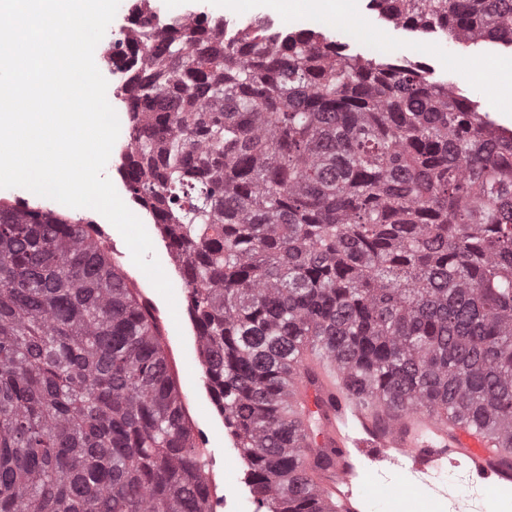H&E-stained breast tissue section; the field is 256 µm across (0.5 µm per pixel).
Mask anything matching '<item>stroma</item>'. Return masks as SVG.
Returning a JSON list of instances; mask_svg holds the SVG:
<instances>
[{"label":"stroma","mask_w":512,"mask_h":512,"mask_svg":"<svg viewBox=\"0 0 512 512\" xmlns=\"http://www.w3.org/2000/svg\"><path fill=\"white\" fill-rule=\"evenodd\" d=\"M344 14L336 22L325 24L313 20L311 31L324 35L343 46L347 54L378 63L414 65L424 63L429 80L451 83L456 92L475 102L479 110L487 111L490 120L498 125L512 127V107L487 106L489 89L485 73L499 64L512 63V46L503 43L481 42L470 46H459L447 40L438 31L422 30L395 24L379 11L372 9L369 0H342ZM310 0H277L268 6L266 0H252L246 8L229 12L232 20L252 23L275 18L285 21L287 15L312 12ZM71 219L91 220L103 224L106 233L116 246L112 256L121 264L143 297L156 300L157 291L146 275L133 263L130 251L112 224L103 223L100 213L89 208L71 212ZM170 280L176 304L159 303L158 319L163 336L168 344L169 367L188 402V411L194 422L192 433L200 447L205 448L209 460L219 467V478L225 482L240 483L245 466L236 451L226 442L227 431L209 392L201 367L197 346H178L179 327H192L187 290L175 264L164 269ZM360 478L357 487L365 499L363 512H449L446 503L424 499L420 494L407 491L402 471L379 475L376 466L368 464L363 456H356ZM444 482L459 490L462 495L479 494L487 512H512L508 500L511 491L495 489L473 490L467 482L465 468L451 464L442 472Z\"/></svg>","instance_id":"1"}]
</instances>
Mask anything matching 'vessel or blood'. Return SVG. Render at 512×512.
Returning a JSON list of instances; mask_svg holds the SVG:
<instances>
[{
    "label": "vessel or blood",
    "instance_id": "vessel-or-blood-1",
    "mask_svg": "<svg viewBox=\"0 0 512 512\" xmlns=\"http://www.w3.org/2000/svg\"><path fill=\"white\" fill-rule=\"evenodd\" d=\"M302 357L318 373L317 382L298 387L305 413L321 419L315 445L336 451L334 467L314 479L322 505L336 512H362L348 469L357 448L369 461L406 470L409 488L427 497L441 491L435 480L441 466L458 460L464 461L472 484L512 487V450L500 447L471 423L437 411H398L391 429L380 431L361 399L339 394L334 376L312 347H305Z\"/></svg>",
    "mask_w": 512,
    "mask_h": 512
}]
</instances>
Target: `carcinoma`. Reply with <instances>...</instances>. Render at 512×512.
Here are the masks:
<instances>
[{
    "label": "carcinoma",
    "instance_id": "1",
    "mask_svg": "<svg viewBox=\"0 0 512 512\" xmlns=\"http://www.w3.org/2000/svg\"><path fill=\"white\" fill-rule=\"evenodd\" d=\"M512 45V0H371ZM128 190L180 264L208 387L258 507L310 512L336 384L469 420L512 449V139L419 67L261 23L133 47ZM163 339L98 225L0 204V512H211Z\"/></svg>",
    "mask_w": 512,
    "mask_h": 512
}]
</instances>
